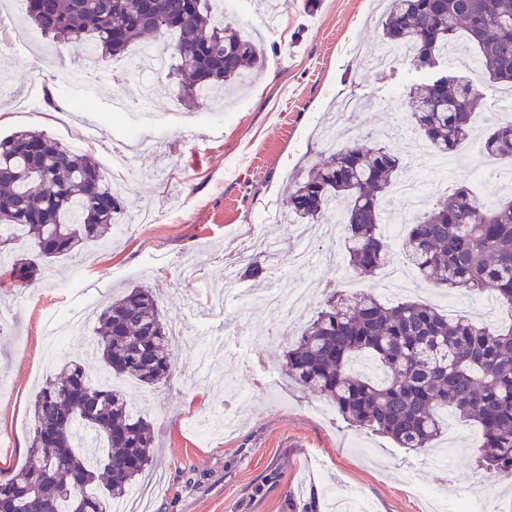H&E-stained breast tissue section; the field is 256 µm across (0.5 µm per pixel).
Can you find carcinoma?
Returning a JSON list of instances; mask_svg holds the SVG:
<instances>
[{
	"instance_id": "obj_1",
	"label": "carcinoma",
	"mask_w": 512,
	"mask_h": 512,
	"mask_svg": "<svg viewBox=\"0 0 512 512\" xmlns=\"http://www.w3.org/2000/svg\"><path fill=\"white\" fill-rule=\"evenodd\" d=\"M382 45H408L425 78L407 87L411 121L436 155L474 134L481 105L464 77L434 73L458 41L494 82L512 83V0H387ZM28 18L59 49L91 47L121 58L133 45L163 44L188 79L185 99L202 105L264 63L250 37L214 22L209 0H26ZM487 157L512 160V122L481 135ZM406 169L401 154L370 136L323 158L288 196V213L326 224L345 202L348 267L372 276L391 259L383 201ZM123 198L99 165L36 129L0 137V248L29 241L31 257L7 272L23 287L44 264L75 257L112 234ZM403 251L420 279L438 288L491 293L512 309V195L485 206L458 183L409 219ZM172 334L151 289L135 287L96 314L88 352L107 374L146 385L175 370ZM288 377L330 402L350 426L411 451L433 447L449 408L481 429L492 477L512 475V326L456 318L421 301L387 303L370 293L329 290L323 307L284 354ZM29 460L0 477V512H112L152 466L154 434L126 396L70 363L46 380L32 404Z\"/></svg>"
}]
</instances>
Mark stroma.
Masks as SVG:
<instances>
[{"instance_id":"1","label":"stroma","mask_w":512,"mask_h":512,"mask_svg":"<svg viewBox=\"0 0 512 512\" xmlns=\"http://www.w3.org/2000/svg\"><path fill=\"white\" fill-rule=\"evenodd\" d=\"M383 0H237L232 23L256 35L266 56L261 74L226 92L223 102L196 109L179 100L178 79L155 75L149 109L113 117L111 93L140 79L128 59L103 61L95 90L74 84L71 95L85 110L66 119L51 110H28L15 97L0 100L9 123L0 135L29 127L71 144L85 125L102 134L87 147L104 171L112 151L131 130L142 138L161 135L166 150L143 152L124 186L125 232L108 244L91 243L83 257H63L45 268L38 287L20 288L0 277V307L12 320L0 326V473L25 462L33 425L32 401L42 383L62 366L79 361L95 374L102 368L81 338L47 356L43 322L56 310L82 303L72 283L83 276L97 289L98 303L137 286L156 295L167 322H180L187 338L176 346L177 369L170 380L148 387L119 378L114 387L152 424L157 463L143 482V512H336V504L357 494L370 512H456L475 492L477 512H512V483L488 488L478 463L477 426L449 418L448 431L433 449L408 453L388 437L348 426L317 394L288 377L284 352L315 316L327 285L352 277L347 263L296 265L290 255L301 226L286 213V199L304 166L322 160L329 147L324 127L343 124L373 132L380 142L396 140L393 125L409 120L403 91L421 78L411 60L378 71L368 59L382 46L378 21ZM33 51L0 56V73L29 84L34 57H47V39ZM467 50L443 60L448 73L471 80L482 102L477 131L512 120V86L489 81L469 68ZM464 167L448 171L451 189L471 181L478 200L500 199L492 177L475 181L488 162L477 139L455 153ZM280 247L269 255L264 242ZM266 266L265 287L288 294L314 283L313 300L301 318L273 314L260 305L228 306L225 316L201 320L207 294L225 283L254 289L244 278L240 252ZM412 299L440 311L455 308L479 323H512L501 304L480 308V295L421 284ZM267 335L258 350L246 349L240 331ZM224 407L237 408L238 425L200 434L191 420Z\"/></svg>"}]
</instances>
